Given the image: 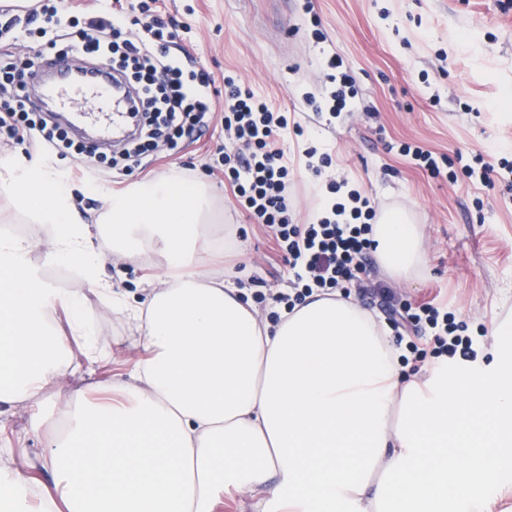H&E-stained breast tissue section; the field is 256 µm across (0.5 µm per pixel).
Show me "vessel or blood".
Wrapping results in <instances>:
<instances>
[{
  "label": "vessel or blood",
  "mask_w": 512,
  "mask_h": 512,
  "mask_svg": "<svg viewBox=\"0 0 512 512\" xmlns=\"http://www.w3.org/2000/svg\"><path fill=\"white\" fill-rule=\"evenodd\" d=\"M27 87L72 127L94 125L95 144L108 145L130 135L132 95L113 78L107 63L76 71L70 57H52L35 65Z\"/></svg>",
  "instance_id": "obj_1"
}]
</instances>
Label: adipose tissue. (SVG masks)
Listing matches in <instances>:
<instances>
[{"label":"adipose tissue","mask_w":512,"mask_h":512,"mask_svg":"<svg viewBox=\"0 0 512 512\" xmlns=\"http://www.w3.org/2000/svg\"><path fill=\"white\" fill-rule=\"evenodd\" d=\"M0 192L55 234L49 255L81 266L82 285L41 279L21 237L0 239V402L46 406L70 362L110 345L83 317L87 292L131 312L142 355L125 374L70 393L44 424L64 429L16 465L0 448V512H216L225 489L261 491L262 512H494L512 495V323L484 363L439 360L412 377L385 325L353 297L313 293L262 323L243 291L208 268L223 247L206 185L168 175L112 197L94 251L56 174H0ZM391 276L422 263L404 211L373 227ZM158 263L140 305L102 282L104 260ZM64 315L67 331L54 329Z\"/></svg>","instance_id":"obj_1"}]
</instances>
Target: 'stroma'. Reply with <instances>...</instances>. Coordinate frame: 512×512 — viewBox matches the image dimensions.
Wrapping results in <instances>:
<instances>
[{
    "label": "stroma",
    "mask_w": 512,
    "mask_h": 512,
    "mask_svg": "<svg viewBox=\"0 0 512 512\" xmlns=\"http://www.w3.org/2000/svg\"><path fill=\"white\" fill-rule=\"evenodd\" d=\"M162 10L178 23L216 88L228 76L243 80L304 127L303 140L284 142L294 168V223L311 222L320 193L345 179L372 195L380 209L405 210L418 224L424 270L399 281L372 262L364 287L352 290L362 307L387 323L402 304L432 300L466 322L475 339L481 329L512 320V186L434 178L386 149L415 142L450 154L512 145V104L504 102L512 93V0H288L284 6L277 0H164ZM332 55L352 71L359 102L325 126L304 98L311 93L320 100L331 91L323 65ZM230 143L216 122L144 171L69 182L78 215L94 223L104 200L135 181L181 172L204 179L227 237L214 265L259 280L271 292L288 291V267L274 259L270 238L250 223L223 176L210 171L217 149ZM310 144L332 156L331 167L317 176L305 170L301 155ZM54 232L49 224H28L30 259L55 287H77L65 265L47 254ZM85 316L116 356L93 361L72 346L75 377L91 382L127 372L138 337L133 321L105 313L103 300L92 293ZM39 416V409L0 403V445L10 444L19 464L43 451V436L32 430Z\"/></svg>",
    "instance_id": "stroma-1"
}]
</instances>
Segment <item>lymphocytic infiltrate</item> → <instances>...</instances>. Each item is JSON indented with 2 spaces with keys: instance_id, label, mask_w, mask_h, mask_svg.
<instances>
[{
  "instance_id": "obj_1",
  "label": "lymphocytic infiltrate",
  "mask_w": 512,
  "mask_h": 512,
  "mask_svg": "<svg viewBox=\"0 0 512 512\" xmlns=\"http://www.w3.org/2000/svg\"><path fill=\"white\" fill-rule=\"evenodd\" d=\"M69 10L67 0H38L37 6L0 28V38L16 27L40 35L25 50L0 53V131L25 145L27 154L72 156L76 165L71 178L88 180L102 163L133 173L146 157L176 151L196 131L220 119L236 144L235 151L220 159L224 181L249 218L266 230L293 274L290 292L276 293L273 302L291 309L315 291L344 292L367 277L375 248L371 234L376 207L370 197L350 188L347 181L335 182L328 187L337 197L330 215L307 224L293 221L288 203L292 171L282 143L288 135L303 136L300 124H289L287 113L275 111L245 83L230 78L224 81V114L216 116L213 75L197 67L176 25L164 22L159 7L147 0L83 25ZM75 49L109 61L141 89L140 121L120 157L103 159L95 149L74 141L25 95L37 55H66ZM400 150L422 171L452 181L461 176L486 186L512 181V160L504 157L492 162L478 151L451 158L408 142ZM424 326L431 329V336L417 337V329ZM393 327L409 332L406 347L416 362L447 355L470 360L476 355L466 324L455 322L444 307H404Z\"/></svg>"
}]
</instances>
